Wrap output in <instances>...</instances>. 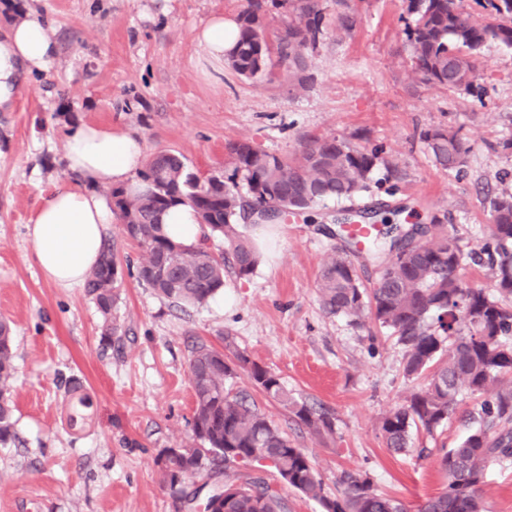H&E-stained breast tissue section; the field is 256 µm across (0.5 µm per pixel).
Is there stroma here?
<instances>
[{
    "instance_id": "stroma-1",
    "label": "stroma",
    "mask_w": 512,
    "mask_h": 512,
    "mask_svg": "<svg viewBox=\"0 0 512 512\" xmlns=\"http://www.w3.org/2000/svg\"><path fill=\"white\" fill-rule=\"evenodd\" d=\"M324 5L328 33L308 55L312 79L301 87L279 68L249 79L203 58L196 29L236 16L242 0H24L27 16L53 27L57 52L27 76L14 111L0 112V320L12 324L16 366V440L0 445V512H176L163 460L192 441L189 359L201 342L243 352L331 415L333 434L312 436L246 377L235 381L326 484L341 470H366L412 512L443 490L439 456L465 428L453 422L415 435L412 450L388 449L379 419L413 387L404 351L370 319L320 305L318 275L337 245L325 228L340 202L309 218L247 225L262 254L255 272L225 273L223 290L184 312L138 281L141 252L121 225L105 229L124 272L111 318L85 288L46 281L32 259L27 224L45 197L78 181L66 165L73 123L56 117L61 105L78 122L137 132L146 154L181 155L200 177L228 174L236 141L282 156L312 136L368 142L399 174L378 168L359 205L399 207L394 221L406 227L449 214L462 249L476 248L490 197L512 190V49L491 41L473 56L480 96L448 93L412 69L409 0H347L357 16L347 31L335 26L336 0ZM437 127L468 141L461 171L435 166L421 134ZM110 322L116 334H107ZM484 499L489 512H512V460L489 468Z\"/></svg>"
}]
</instances>
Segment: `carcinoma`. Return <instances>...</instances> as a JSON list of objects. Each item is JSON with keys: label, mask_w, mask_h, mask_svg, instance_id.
I'll return each instance as SVG.
<instances>
[{"label": "carcinoma", "mask_w": 512, "mask_h": 512, "mask_svg": "<svg viewBox=\"0 0 512 512\" xmlns=\"http://www.w3.org/2000/svg\"><path fill=\"white\" fill-rule=\"evenodd\" d=\"M287 9L275 39L267 38L263 0H246L237 16L239 36L228 56L240 74L254 78L269 69L288 71L303 87L305 53L325 35L322 0H282ZM484 15L464 12L459 0H409L413 15L405 34L416 73L427 85L450 92H470L475 74L469 56L485 43L512 48V0H483ZM434 162L444 170H461L469 146L459 131L433 128L422 134ZM231 173L200 178L187 171L181 156L160 151L139 174L143 189H112L113 211L123 234L137 241L141 261L137 277L176 307L200 306L224 288V266L240 278L252 275L259 254L242 227L277 206L308 213L334 199L351 201L369 191L381 162L376 147H356L335 135L312 137L301 148L280 156L248 142L228 146ZM187 205L198 223L224 238V252L214 254L204 241L184 244L164 231L162 215L172 206ZM407 231L390 247L407 242L389 261L380 250L366 259L378 262L377 277L368 288L360 280L357 254L337 249L322 266L318 291L322 308L331 315L356 320L370 317L404 350V373L425 378L404 403L380 419L388 447L404 451L413 431L428 434L460 418L467 435L443 451L439 465L447 484L421 506L420 512H484L486 471L495 461L512 459V192L490 199L488 234L468 257L488 265L491 288H474L462 275L463 252L458 238L438 217L427 238L410 243ZM122 269L115 246L106 243L90 271L85 288L107 316L117 298ZM195 396L194 444L170 448L164 474L174 502L190 508L197 491L188 480L206 474L218 480L230 470L265 461L289 488L316 501L322 512H409L403 501L377 492L370 473L342 470L335 491L325 483L313 461L273 425L232 381L244 375L252 386L290 409L299 426L317 435L333 433L330 416L306 402L293 400L279 376L237 352L232 357L199 343L189 359ZM14 351L11 327L0 321V445L15 440L13 430ZM280 495L265 479L246 471L224 483V502L204 512H285Z\"/></svg>", "instance_id": "cac0c4a2"}]
</instances>
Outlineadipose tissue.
<instances>
[{
    "label": "adipose tissue",
    "instance_id": "ef3b65f1",
    "mask_svg": "<svg viewBox=\"0 0 512 512\" xmlns=\"http://www.w3.org/2000/svg\"><path fill=\"white\" fill-rule=\"evenodd\" d=\"M238 35L236 22L211 17L195 33L208 60L223 63ZM51 26L38 19L13 22L0 34V112L13 111L23 88L21 76L44 71L56 54ZM65 159L81 183L53 192L31 218L27 232L44 278L60 288L82 285L103 249L106 225L117 216L104 187H140L144 145L132 132L95 124L78 126L67 138Z\"/></svg>",
    "mask_w": 512,
    "mask_h": 512
}]
</instances>
